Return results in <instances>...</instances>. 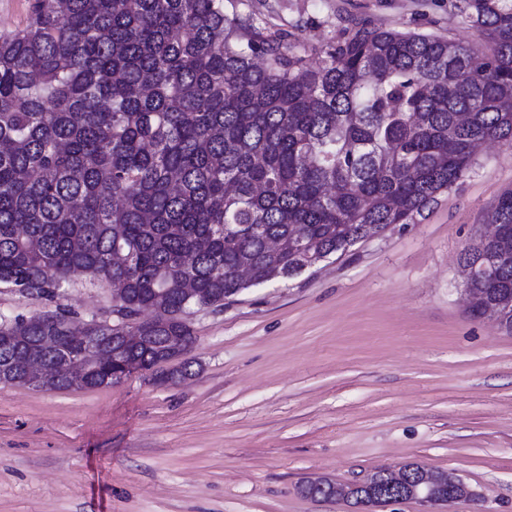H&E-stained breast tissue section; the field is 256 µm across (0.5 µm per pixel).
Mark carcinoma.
Wrapping results in <instances>:
<instances>
[{"label": "carcinoma", "mask_w": 512, "mask_h": 512, "mask_svg": "<svg viewBox=\"0 0 512 512\" xmlns=\"http://www.w3.org/2000/svg\"><path fill=\"white\" fill-rule=\"evenodd\" d=\"M490 44L360 26L325 46L260 28L224 0H34L0 35V286L54 298L71 276L170 314L120 363L153 367L195 344L182 312L293 278L308 256L412 224L472 166L512 141V0H455ZM468 283L512 299V189L488 215ZM284 249L276 253L269 242ZM246 268L251 279L237 271ZM57 308L16 317L6 382Z\"/></svg>", "instance_id": "1"}]
</instances>
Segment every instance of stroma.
Segmentation results:
<instances>
[{"label": "stroma", "mask_w": 512, "mask_h": 512, "mask_svg": "<svg viewBox=\"0 0 512 512\" xmlns=\"http://www.w3.org/2000/svg\"><path fill=\"white\" fill-rule=\"evenodd\" d=\"M232 2L317 46L352 22L485 45L455 0ZM508 189L512 144L494 142L413 224L194 313L193 377L0 383V512H351L301 484L407 462L467 484L452 512H512V334L468 315L458 265ZM60 304L111 310L81 274L55 302L0 288L5 316Z\"/></svg>", "instance_id": "35a3bbf8"}]
</instances>
